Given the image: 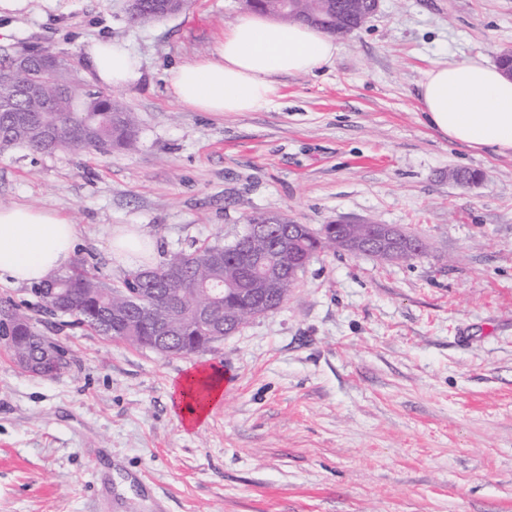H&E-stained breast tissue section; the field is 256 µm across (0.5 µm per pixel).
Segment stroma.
Listing matches in <instances>:
<instances>
[{"label":"stroma","instance_id":"obj_1","mask_svg":"<svg viewBox=\"0 0 512 512\" xmlns=\"http://www.w3.org/2000/svg\"><path fill=\"white\" fill-rule=\"evenodd\" d=\"M243 13L190 0L136 25L125 0H29L1 15L2 50L62 53L87 79L82 47L109 38L139 69L112 91L133 148L0 150V206L67 216L76 258L111 284L125 224L155 264L232 242L253 213L397 225L424 251L317 254L279 310L190 356L35 314L66 365L34 376L0 348V512H512V156L448 141L419 100L434 63L512 49V0H381L332 62L280 77L274 107L178 104L171 70L215 56ZM211 366L229 381L185 427L172 386Z\"/></svg>","mask_w":512,"mask_h":512}]
</instances>
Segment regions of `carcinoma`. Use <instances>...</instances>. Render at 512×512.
Returning <instances> with one entry per match:
<instances>
[{"instance_id": "obj_1", "label": "carcinoma", "mask_w": 512, "mask_h": 512, "mask_svg": "<svg viewBox=\"0 0 512 512\" xmlns=\"http://www.w3.org/2000/svg\"><path fill=\"white\" fill-rule=\"evenodd\" d=\"M253 0L246 6L264 15H279L284 22H304L313 12L325 13L320 29L336 36L346 34L352 24L350 13H336L333 0ZM13 54H0V92L11 84L31 77L14 70ZM75 92L84 98L89 111L73 112L66 101L55 112H39L30 102H18L17 112H0V149L26 148L34 153L57 150L110 152L129 149L137 141V121L122 102L100 87L81 82ZM266 224L263 237L249 235L250 225ZM336 225L294 224L277 215L247 217L244 231L233 242L204 243L191 251L172 252L160 263L127 273L118 284H108L78 262L55 278L60 302H42L40 309L53 316H67L74 322L113 339L158 350L163 337L164 355L187 356L204 351L224 339V328L239 330L248 321L279 309L296 288L314 255L336 252ZM262 257L278 272L276 287L268 289L258 308L248 311L238 298L247 270L244 256ZM218 288L222 304L216 327L194 317L195 304L205 299L206 289ZM1 343L22 370V359L40 360L52 341L34 326L21 306L9 298L0 299Z\"/></svg>"}]
</instances>
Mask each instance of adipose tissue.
<instances>
[{
    "label": "adipose tissue",
    "mask_w": 512,
    "mask_h": 512,
    "mask_svg": "<svg viewBox=\"0 0 512 512\" xmlns=\"http://www.w3.org/2000/svg\"><path fill=\"white\" fill-rule=\"evenodd\" d=\"M339 45L320 29L273 21L253 13L224 34L217 57L201 58L171 73L174 99L200 112H260L280 96L279 76L304 74L330 62ZM91 72L121 86L137 71V60L109 40L84 48ZM420 98L427 124L448 140L475 151L512 155V79L481 57L437 64L425 74ZM80 237L78 225L58 212L32 206H0V279L38 285L61 275ZM206 386L196 396L193 383ZM217 368L188 374L174 386L175 403L186 426L202 422L223 394Z\"/></svg>",
    "instance_id": "obj_1"
}]
</instances>
